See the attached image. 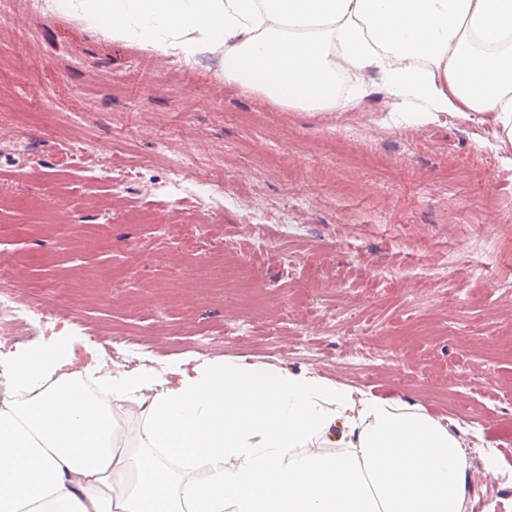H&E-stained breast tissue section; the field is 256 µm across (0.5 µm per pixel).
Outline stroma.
I'll return each mask as SVG.
<instances>
[{"label": "stroma", "mask_w": 512, "mask_h": 512, "mask_svg": "<svg viewBox=\"0 0 512 512\" xmlns=\"http://www.w3.org/2000/svg\"><path fill=\"white\" fill-rule=\"evenodd\" d=\"M223 68L0 0V267L44 313L23 342L70 336L125 371L240 358L407 400L459 435L476 504L507 512L512 143L493 113L403 117L373 74L360 102L306 111ZM206 182L237 204L197 207ZM198 252L242 282L198 287ZM487 448L503 476L483 477Z\"/></svg>", "instance_id": "1"}]
</instances>
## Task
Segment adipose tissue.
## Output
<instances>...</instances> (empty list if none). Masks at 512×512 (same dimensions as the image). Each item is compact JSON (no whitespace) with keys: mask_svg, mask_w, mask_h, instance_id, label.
Segmentation results:
<instances>
[{"mask_svg":"<svg viewBox=\"0 0 512 512\" xmlns=\"http://www.w3.org/2000/svg\"><path fill=\"white\" fill-rule=\"evenodd\" d=\"M48 6L187 62L223 53L225 80L288 107L362 99L374 73L394 111L492 112L512 143V0ZM343 72L357 77L345 93ZM124 403L139 408L133 448ZM473 494L455 433L339 381L227 358L168 386L44 341L0 362V512H467Z\"/></svg>","mask_w":512,"mask_h":512,"instance_id":"1","label":"adipose tissue"}]
</instances>
